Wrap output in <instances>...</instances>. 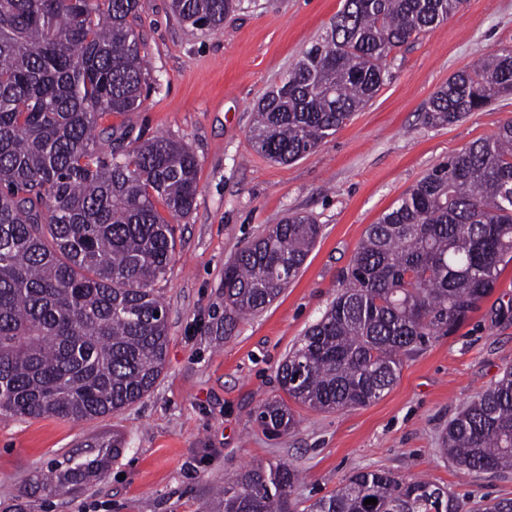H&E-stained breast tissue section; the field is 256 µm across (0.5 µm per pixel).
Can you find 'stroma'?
Instances as JSON below:
<instances>
[{
  "label": "stroma",
  "mask_w": 512,
  "mask_h": 512,
  "mask_svg": "<svg viewBox=\"0 0 512 512\" xmlns=\"http://www.w3.org/2000/svg\"><path fill=\"white\" fill-rule=\"evenodd\" d=\"M343 0H250L220 30L201 32L140 0L149 87L138 111L106 116L144 137L189 145L200 192L174 221L177 249L156 288L168 317L164 370L123 411L71 423L0 416V512H219L215 490L239 470L284 463L306 508L359 471L421 476L464 506L512 499V473H463L445 455L449 421L512 368V264L453 332L404 357L393 387L331 413L294 405L296 428L267 436L257 407L281 394L279 364L340 292L369 224L421 177L512 119V95L463 120L423 119L433 94L485 54L512 48V0H465L447 22L383 64L377 96L303 158L275 163L249 140L258 100L320 40ZM312 216L321 236L298 275L262 311L224 328V266L286 215ZM120 432L126 452L74 496L35 490L77 445Z\"/></svg>",
  "instance_id": "stroma-1"
}]
</instances>
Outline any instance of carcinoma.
Listing matches in <instances>:
<instances>
[{
	"instance_id": "1",
	"label": "carcinoma",
	"mask_w": 512,
	"mask_h": 512,
	"mask_svg": "<svg viewBox=\"0 0 512 512\" xmlns=\"http://www.w3.org/2000/svg\"><path fill=\"white\" fill-rule=\"evenodd\" d=\"M465 0H344L324 37L257 103L253 146L290 163L333 135L379 91L382 62ZM139 0H0V415L72 423L141 400L166 361L155 284L174 260L165 210L185 218L199 193L184 143L142 139L108 114L135 112L148 85ZM215 31L244 0H170ZM512 93V49L480 58L432 96L425 120L453 124ZM285 217L224 268V325L271 304L320 235ZM512 263V120L432 168L369 225L341 292L278 368L285 397L261 404L266 433L296 426L285 398L330 412L366 406L395 383L403 356L451 332ZM442 445L467 472L512 471V368L449 423ZM125 451L89 441L46 476L66 495ZM298 472L253 467L224 483L223 512H293ZM377 499L366 505L365 499ZM310 512H462L447 489L377 470L350 476ZM469 512H512L494 499Z\"/></svg>"
}]
</instances>
